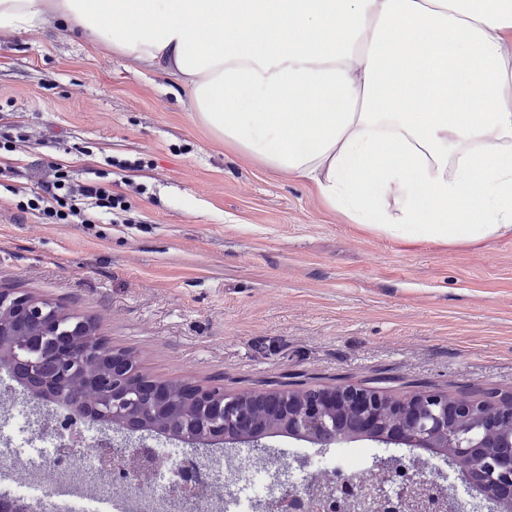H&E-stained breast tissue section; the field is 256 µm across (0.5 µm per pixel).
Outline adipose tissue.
Instances as JSON below:
<instances>
[{"mask_svg":"<svg viewBox=\"0 0 512 512\" xmlns=\"http://www.w3.org/2000/svg\"><path fill=\"white\" fill-rule=\"evenodd\" d=\"M52 22L367 230L512 238V0H0V33Z\"/></svg>","mask_w":512,"mask_h":512,"instance_id":"1","label":"adipose tissue"}]
</instances>
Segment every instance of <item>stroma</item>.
<instances>
[{
	"mask_svg": "<svg viewBox=\"0 0 512 512\" xmlns=\"http://www.w3.org/2000/svg\"><path fill=\"white\" fill-rule=\"evenodd\" d=\"M35 187L46 156L86 178L103 156L140 161L112 179L140 224H41L0 187V290L91 320L141 371L222 380L228 393L365 385L404 397L512 391V238L456 245L373 233L314 187L215 139L173 80L77 36H0V136ZM164 445L228 457L244 484L247 445Z\"/></svg>",
	"mask_w": 512,
	"mask_h": 512,
	"instance_id": "35a3bbf8",
	"label": "stroma"
}]
</instances>
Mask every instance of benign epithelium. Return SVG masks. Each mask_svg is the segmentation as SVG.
Masks as SVG:
<instances>
[{"instance_id":"obj_1","label":"benign epithelium","mask_w":512,"mask_h":512,"mask_svg":"<svg viewBox=\"0 0 512 512\" xmlns=\"http://www.w3.org/2000/svg\"><path fill=\"white\" fill-rule=\"evenodd\" d=\"M0 363L13 361L16 328L40 344L50 342L47 353L58 358L55 372L40 371L44 355L31 359L38 384L29 386L28 397L39 404L49 391L66 384L69 368L85 363L92 352L71 347L70 337L94 335L90 324L77 319L64 326L63 310L45 300L25 294L0 291ZM142 371L130 353L112 350V370L93 366L87 383L107 393L94 406V418L107 419L113 428L130 437L153 435V418L165 413L163 434L196 446L199 444H252L256 454L268 445L263 438L288 435L323 447L367 439L381 445H404L425 449L455 464L472 487L480 478L488 491L479 492L490 512H512V392L491 394L483 399H453L448 395L421 390L408 398L395 399L366 386L336 385L303 391L272 389L249 395L224 393V385L208 387L191 383L183 410H170L168 387L140 384ZM367 492H355L349 509L364 512L368 497L396 494L398 512H435L436 495L426 494L422 473L406 476L398 483Z\"/></svg>"}]
</instances>
